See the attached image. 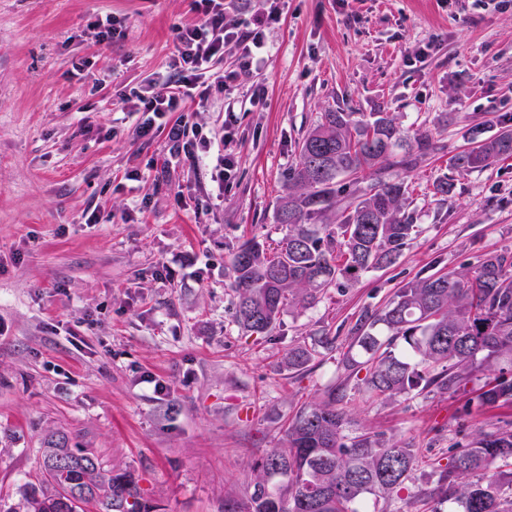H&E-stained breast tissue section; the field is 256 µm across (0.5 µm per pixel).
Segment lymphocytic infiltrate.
<instances>
[{
  "instance_id": "obj_1",
  "label": "lymphocytic infiltrate",
  "mask_w": 512,
  "mask_h": 512,
  "mask_svg": "<svg viewBox=\"0 0 512 512\" xmlns=\"http://www.w3.org/2000/svg\"><path fill=\"white\" fill-rule=\"evenodd\" d=\"M195 9L200 15L199 21L179 27L176 36L174 66L180 74L178 85L172 86L165 81L151 83L147 90L137 94L131 109L152 113L154 120L163 123L168 121L170 113H179V120L171 123L170 129L176 152L194 161L215 155L216 179L219 188L223 189L230 183L237 167L232 131H225L218 141L222 144L221 149H214L215 141L197 133L195 124L182 116L180 109L185 101L207 99L210 91L208 76L214 61L223 56L225 49L236 51L237 65L225 72L218 82L219 88L227 90L252 77L262 60L265 19L254 16L251 29L244 31L228 19L224 0H195Z\"/></svg>"
}]
</instances>
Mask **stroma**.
Returning <instances> with one entry per match:
<instances>
[{"mask_svg":"<svg viewBox=\"0 0 512 512\" xmlns=\"http://www.w3.org/2000/svg\"><path fill=\"white\" fill-rule=\"evenodd\" d=\"M263 29L245 84L189 104L203 134L232 127L239 163L218 191L210 167L175 155L168 128L121 96L176 80L174 26L193 0H0V506L38 482L63 435L104 467L131 471L155 512H224L253 488L252 465L289 420L344 385L345 433L418 449L411 501L367 496V512H423L437 469L473 433L512 422L484 406L476 372L455 395L366 400L341 359L356 322L417 275L512 251V158L458 172L467 130L512 114V0H224ZM116 21L98 41L96 23ZM264 102L252 104L254 89ZM389 112L439 150L410 170L417 232L395 264L284 310L269 336L235 323L230 262L254 234L278 242L274 212L297 145L322 112ZM450 176L452 196L432 194ZM334 345H324V337ZM315 350L301 369L290 349Z\"/></svg>","mask_w":512,"mask_h":512,"instance_id":"stroma-1","label":"stroma"}]
</instances>
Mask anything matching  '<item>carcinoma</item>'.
Here are the masks:
<instances>
[{"instance_id":"cac0c4a2","label":"carcinoma","mask_w":512,"mask_h":512,"mask_svg":"<svg viewBox=\"0 0 512 512\" xmlns=\"http://www.w3.org/2000/svg\"><path fill=\"white\" fill-rule=\"evenodd\" d=\"M401 139L386 112L321 113L285 176L286 193L275 211L285 237L271 247L254 236L233 254L240 329L270 334L285 306L312 305L325 289L396 262L416 224L405 208L407 181L389 177L388 169H412L436 150L429 135L419 133L416 152L387 163ZM471 143L449 166L470 171L512 157V116L495 135L484 137L480 126L472 127ZM313 358L311 351L292 349L286 360L288 367L302 368ZM342 365L348 371L368 367L364 393L370 399L426 390L455 394L483 366L492 377L479 388V402L512 404V252L488 254L472 270L408 282L383 309L361 315ZM345 398L342 388L331 387L322 402L302 409L288 423L281 446L255 465L246 500L226 507L362 512L369 495L401 498L418 463L417 449L370 432L343 435ZM69 451L63 437L47 441L42 478L21 488L20 502L9 512H151L126 470L77 458L52 469L50 463ZM437 498L457 512H512V424L480 428L454 448L439 470Z\"/></svg>"}]
</instances>
